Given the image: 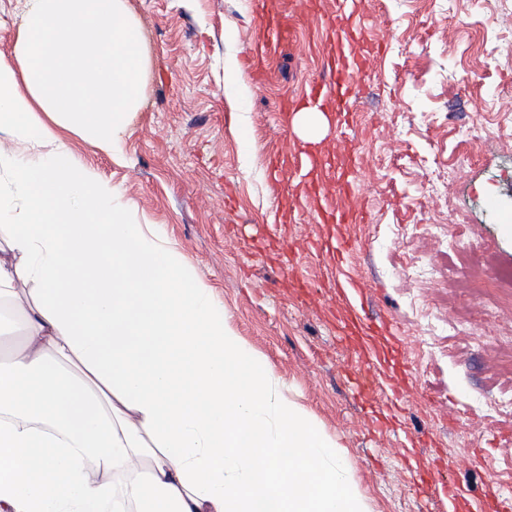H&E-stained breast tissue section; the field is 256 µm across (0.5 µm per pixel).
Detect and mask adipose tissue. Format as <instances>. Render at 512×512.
<instances>
[{"label":"adipose tissue","mask_w":512,"mask_h":512,"mask_svg":"<svg viewBox=\"0 0 512 512\" xmlns=\"http://www.w3.org/2000/svg\"><path fill=\"white\" fill-rule=\"evenodd\" d=\"M145 69L126 0H27L0 54V302L23 338L0 512H368L335 438L63 137L119 151Z\"/></svg>","instance_id":"ef3b65f1"}]
</instances>
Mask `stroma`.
Listing matches in <instances>:
<instances>
[{
    "instance_id": "35a3bbf8",
    "label": "stroma",
    "mask_w": 512,
    "mask_h": 512,
    "mask_svg": "<svg viewBox=\"0 0 512 512\" xmlns=\"http://www.w3.org/2000/svg\"><path fill=\"white\" fill-rule=\"evenodd\" d=\"M126 6L146 37L141 105L120 153L68 135L76 159L175 243L282 395L339 440L369 512H438L419 489L436 447L438 479L463 489L455 512L489 482L512 496V409L487 410L512 400V292L496 279L512 267V56H487L512 40V0H365L356 120L330 113L311 146L292 118L336 50L319 18H292L288 42L254 61L266 29L251 0ZM308 149L351 156L365 219L322 223L296 172ZM339 237L373 285L368 315L393 328L379 345L407 356L391 375L402 412L347 379L360 349L340 339L351 315L321 249Z\"/></svg>"
}]
</instances>
